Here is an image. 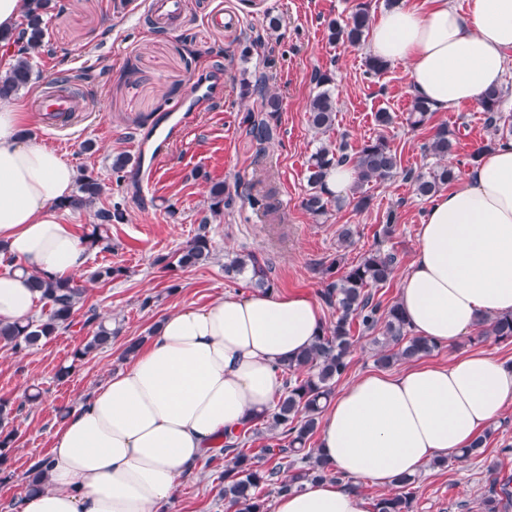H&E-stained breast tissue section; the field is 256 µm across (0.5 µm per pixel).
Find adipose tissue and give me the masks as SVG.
<instances>
[{
  "instance_id": "adipose-tissue-1",
  "label": "adipose tissue",
  "mask_w": 512,
  "mask_h": 512,
  "mask_svg": "<svg viewBox=\"0 0 512 512\" xmlns=\"http://www.w3.org/2000/svg\"><path fill=\"white\" fill-rule=\"evenodd\" d=\"M366 53L406 67L410 92L445 112L500 87L512 62V0H397L375 19ZM23 104L0 105V322H26L29 277L75 279L88 245L58 208L75 169L21 137ZM399 305L419 336L454 345L488 316L512 313V139L485 150L426 208ZM325 327L319 302L277 290L220 295L163 318L152 340L68 414L45 463L47 485L18 512H168L179 480L224 435L268 413L278 364ZM512 404V366L485 352L448 365L367 372L321 414V460L353 482L389 489L467 447ZM273 512H366L331 480L281 494Z\"/></svg>"
}]
</instances>
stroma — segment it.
<instances>
[{"instance_id": "1", "label": "stroma", "mask_w": 512, "mask_h": 512, "mask_svg": "<svg viewBox=\"0 0 512 512\" xmlns=\"http://www.w3.org/2000/svg\"><path fill=\"white\" fill-rule=\"evenodd\" d=\"M60 7L47 19L48 54L33 62L32 86L18 93V101L33 104L52 91L60 78H70L71 89L83 99L74 121L47 127L40 113L27 126L31 141L54 148L75 168L88 170L103 184L102 204L120 203L127 220L112 225V248L88 254L86 271L104 265L126 269L125 277L91 283L73 326L41 345L16 350L0 342V399L19 405L13 422L16 431L5 475H0V512L27 488V471L45 458L54 445L61 410H69L109 373L121 369L126 342L147 335L159 321L181 306L204 305L225 292L249 294L246 280L224 276L227 257L247 252L264 253L268 275L276 290L318 296L322 285L319 264L343 258L345 263L381 246L396 252L399 263L389 285L378 292L383 302L397 300L399 285L417 248V230L427 199L406 180L408 170L429 172L445 164L464 173L471 153L491 141L478 103L461 104L433 113L426 125L410 128L405 118L413 96L403 66H389L379 76L369 75L363 45L332 46L327 40L330 20L347 16L352 0H187L181 17L172 25L153 20L150 0H59ZM221 9L236 15L235 30L212 27L210 14ZM278 17L277 31L268 28ZM217 70L224 74V96L209 111L196 113L186 134L162 162L151 191L142 189V170L129 165L123 174L112 171V159L121 152L136 154V143L150 137L155 125L181 102L193 84ZM331 71L336 97L335 128L316 134L308 123L307 107L315 92L316 71ZM263 74L278 96L280 123L265 146L247 132L246 113L260 112L258 98H242V72ZM385 109L394 116L386 131H379L374 114ZM442 125L461 127L463 137L452 155L438 159L424 150L433 131ZM385 133L402 159V174L367 185L373 203L365 211L342 202L316 217L302 200L309 186L306 166L310 155L325 142H347L356 152L364 140ZM92 150H85V142ZM274 173L278 200L285 219L279 237L269 235V221L248 200L237 199L233 208L210 217L209 188L222 181L245 183L255 169ZM394 214L396 230L387 239L377 234L387 214ZM209 218L214 249L210 263L188 268H162L157 257L174 255L196 234L202 218ZM356 227L353 246L340 249L338 230ZM150 307H142L145 296ZM119 323L121 332L110 347L96 351L80 364L71 354L82 345L90 329L88 310ZM487 352L512 361V344L478 341L463 336L454 345L427 356V363L445 365L453 356ZM70 367L67 377L58 371ZM42 400L26 401L31 387ZM512 445V408L496 424L486 454L479 458L449 460L447 467H424L415 485L414 512H482L485 486L491 469L512 475V455L500 448ZM224 455L210 454L201 475L184 476L170 512H224L220 494Z\"/></svg>"}]
</instances>
